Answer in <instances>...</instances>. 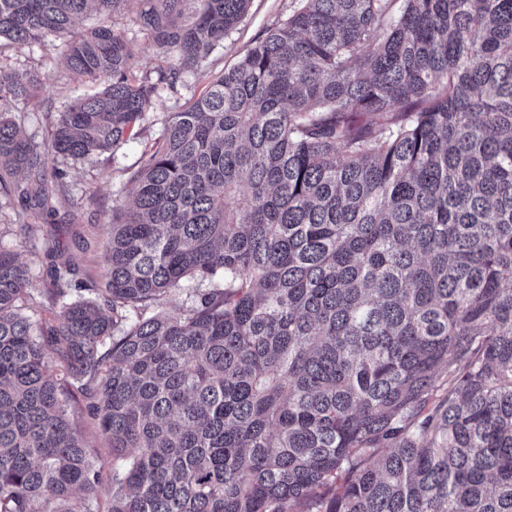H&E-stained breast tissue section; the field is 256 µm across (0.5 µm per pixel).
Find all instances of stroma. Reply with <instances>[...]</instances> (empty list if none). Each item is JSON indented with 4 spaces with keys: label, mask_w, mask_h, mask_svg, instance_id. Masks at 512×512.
Returning <instances> with one entry per match:
<instances>
[{
    "label": "stroma",
    "mask_w": 512,
    "mask_h": 512,
    "mask_svg": "<svg viewBox=\"0 0 512 512\" xmlns=\"http://www.w3.org/2000/svg\"><path fill=\"white\" fill-rule=\"evenodd\" d=\"M299 5L300 0H251L244 21L210 54L208 71L218 74L232 68L249 47L263 39L270 29L284 23ZM138 8V0H125L113 21L137 42L139 59L136 69L143 74L153 72L160 57L151 38L137 24ZM62 45V39L53 38L39 46L14 45L0 51L1 75L29 69L42 79L38 103L30 109L28 130L37 129L40 113L62 111L71 97L91 89L90 84L68 78L64 73L60 56ZM203 87V82L195 75H184L179 96L165 95L157 99L150 123L141 127L136 138L127 140L113 155L91 157L71 164L69 180L88 194L81 210L73 211L62 205L56 216L50 217L30 209L29 221L35 226L36 238L55 245L57 262L75 263L81 278L101 281L107 240L101 228L105 214L111 212L114 199L129 196L132 190L129 176L137 169L141 154L152 143L159 124L169 112L175 111L176 100H187ZM69 411L78 423L91 460L104 471H111L112 451L87 417L83 401L70 400Z\"/></svg>",
    "instance_id": "1"
}]
</instances>
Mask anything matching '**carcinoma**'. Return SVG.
Returning <instances> with one entry per match:
<instances>
[{
  "label": "carcinoma",
  "mask_w": 512,
  "mask_h": 512,
  "mask_svg": "<svg viewBox=\"0 0 512 512\" xmlns=\"http://www.w3.org/2000/svg\"><path fill=\"white\" fill-rule=\"evenodd\" d=\"M120 2L0 0V42L68 32L104 83L41 138L13 112L41 77L0 79V211L35 252L24 203L81 208L65 167L206 80L102 224L105 288L53 264L36 320L0 245V512H512V0H300L213 79L251 0H143L154 77L72 31ZM68 411L78 422L81 436L88 447L90 458L94 464L102 466L105 472L112 471V451L96 426L86 415L82 399L78 396L69 402Z\"/></svg>",
  "instance_id": "1"
}]
</instances>
